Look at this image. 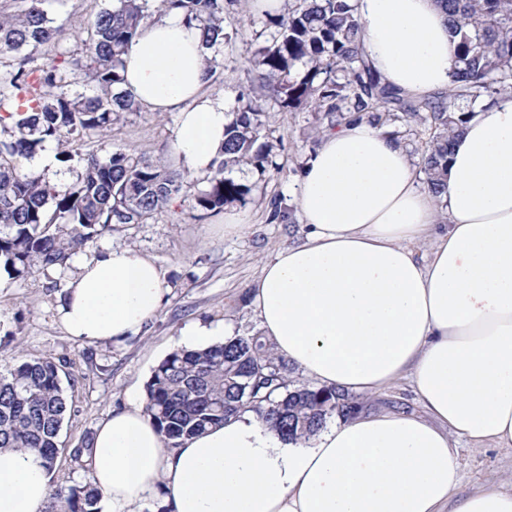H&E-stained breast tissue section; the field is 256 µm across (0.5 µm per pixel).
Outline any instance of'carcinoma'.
Listing matches in <instances>:
<instances>
[{
	"label": "carcinoma",
	"mask_w": 512,
	"mask_h": 512,
	"mask_svg": "<svg viewBox=\"0 0 512 512\" xmlns=\"http://www.w3.org/2000/svg\"><path fill=\"white\" fill-rule=\"evenodd\" d=\"M46 0H0V266L13 279L35 270L63 269L87 245L127 224H144L183 190L185 176L162 159L121 149L108 157L75 146L120 122L139 104L118 90L125 55L147 17L148 0H114L88 21L78 57L61 53L38 62L41 46L58 43L64 30L51 25ZM459 38L454 87L415 98L382 81L363 47L353 0H300L292 11L270 17L272 44L249 59L256 86L240 94L214 160L207 187L194 208L207 213L246 201L250 189L230 174L242 164L265 173L271 145L259 100L267 93L282 107L311 104L340 125L357 112L378 119L420 123L433 130L421 159L426 182L438 190L454 138L465 117L486 99L512 89V0H437ZM163 11L180 9L196 23L203 44L224 43L225 0H160ZM96 93L73 90L80 81ZM49 142L79 171L69 185L48 181L30 161ZM0 371V448L33 450L52 474L68 414L60 368L54 358L18 354ZM145 412L165 447L253 412L284 439L313 435L334 417L358 414L364 405L334 388L289 377L273 343L256 332L235 335L200 350L170 353L145 387ZM101 493L91 483L51 493L42 512H100Z\"/></svg>",
	"instance_id": "obj_1"
}]
</instances>
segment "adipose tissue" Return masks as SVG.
I'll return each mask as SVG.
<instances>
[{"mask_svg":"<svg viewBox=\"0 0 512 512\" xmlns=\"http://www.w3.org/2000/svg\"><path fill=\"white\" fill-rule=\"evenodd\" d=\"M369 62L415 96L447 91L456 42L435 0H355ZM199 31L177 10L142 22L123 91L174 113L175 162L206 175L231 107L208 92ZM295 204L302 241L264 261L251 303L277 355L317 386L377 396L408 380L424 415L364 411L284 441L247 412L165 447L142 404L102 419L87 460L110 512H512V487L459 489L454 437L512 449V94L453 142L442 194L391 129L353 115L324 131ZM155 261L110 248L81 261L58 307L81 341L137 334L167 300ZM37 453L0 449V512H37Z\"/></svg>","mask_w":512,"mask_h":512,"instance_id":"ef3b65f1","label":"adipose tissue"}]
</instances>
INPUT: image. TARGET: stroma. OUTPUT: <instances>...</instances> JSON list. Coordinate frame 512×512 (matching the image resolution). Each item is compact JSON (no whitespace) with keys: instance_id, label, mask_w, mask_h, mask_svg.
Listing matches in <instances>:
<instances>
[{"instance_id":"35a3bbf8","label":"stroma","mask_w":512,"mask_h":512,"mask_svg":"<svg viewBox=\"0 0 512 512\" xmlns=\"http://www.w3.org/2000/svg\"><path fill=\"white\" fill-rule=\"evenodd\" d=\"M105 3L47 0L49 17L65 27L70 38L42 46L41 56L80 51L79 36L88 18ZM228 13L221 65L211 90L234 99L251 84V45L272 41L275 30L267 26L264 16L249 13L247 0H236ZM265 108L273 159L281 170L264 174L249 166L234 170V178L250 188L240 206L248 222L241 234L225 233L223 214L207 215L194 209L193 197L205 188L207 179L192 176L175 202L147 223L120 228L88 245L91 253L129 247L151 257L161 269L170 287L167 301L138 334L116 344L79 341L66 333L57 310L65 281L77 269L73 262L64 270L34 272L0 290V365L11 362L19 352L50 356L61 364L70 412L60 434L66 453L53 476V486L66 488L90 481L89 465L72 460L69 449L94 435L97 424L112 409L132 399L144 400L153 370L171 352L182 349L184 330L205 324L242 334L259 332L256 313L239 298L260 277L263 260L301 238L302 228L294 216L295 184L328 126L324 114L308 108L288 111L271 100ZM175 132V114L143 108L126 113L107 137L113 147L156 159L170 153ZM277 209L286 212V220L274 218ZM453 443L461 462V490H472L487 479L512 481V450L476 451L460 437Z\"/></svg>"}]
</instances>
